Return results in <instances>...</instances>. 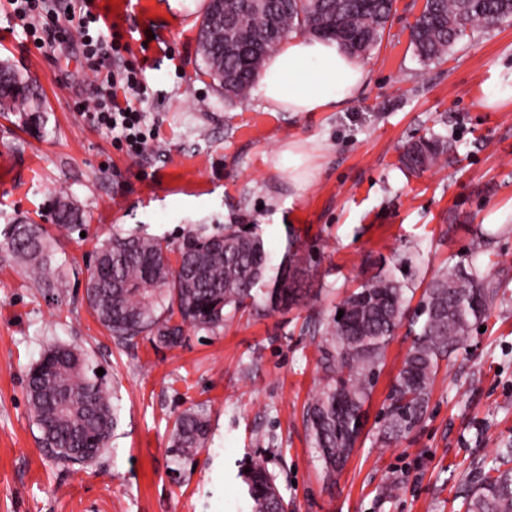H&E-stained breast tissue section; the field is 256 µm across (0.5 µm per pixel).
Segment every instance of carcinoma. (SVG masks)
<instances>
[{
	"instance_id": "1",
	"label": "carcinoma",
	"mask_w": 512,
	"mask_h": 512,
	"mask_svg": "<svg viewBox=\"0 0 512 512\" xmlns=\"http://www.w3.org/2000/svg\"><path fill=\"white\" fill-rule=\"evenodd\" d=\"M395 0H272L266 14L242 12L232 0L228 11L242 13V22L260 43L258 51L240 58L224 48V27L214 21L215 0H208L197 44L206 72L224 90L240 99L249 91L268 55L293 30L332 39L355 57L383 41L395 14ZM512 21V0H426L409 26L410 41L425 65L442 62L475 28ZM37 97L32 84L12 65L0 63V112H14L27 126L40 129L43 118L33 112ZM452 151L448 137L431 133L409 143L401 157L409 172L425 169ZM55 227L68 234L85 230L83 215L67 193L49 199ZM0 251L22 266L34 287L46 289L65 273L53 264L54 238L43 224L29 220L0 230ZM297 253L287 249L276 266L262 236L252 226L199 224L174 243L165 237L131 232L113 236L93 252L92 270L84 284L85 301L97 321L119 345L147 339L160 348L181 345L185 327L214 332L230 314L248 306L278 310L300 294ZM408 288L392 272L371 277L340 303L341 318L314 321L324 336L319 366L324 385L308 404L305 426L325 475L336 476L349 458L363 427L377 370L386 348L405 319ZM498 290L475 267L453 266L433 277L413 323L420 325L400 373L388 395L382 438L398 441L422 420L440 362L456 352L473 327L492 309ZM31 418L38 442L57 463L92 465L108 450L118 426L115 392L96 374L87 353L70 345L44 350L25 379ZM209 420L191 407L174 421L170 453L191 460L205 447ZM241 473L250 512H287L276 476L265 462L250 460ZM459 512H512V445L469 482L460 495Z\"/></svg>"
}]
</instances>
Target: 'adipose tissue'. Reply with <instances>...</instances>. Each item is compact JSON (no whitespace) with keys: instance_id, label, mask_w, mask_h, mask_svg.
<instances>
[{"instance_id":"adipose-tissue-1","label":"adipose tissue","mask_w":512,"mask_h":512,"mask_svg":"<svg viewBox=\"0 0 512 512\" xmlns=\"http://www.w3.org/2000/svg\"><path fill=\"white\" fill-rule=\"evenodd\" d=\"M367 77L335 41L293 36L268 60L260 93L272 112H324L346 101Z\"/></svg>"}]
</instances>
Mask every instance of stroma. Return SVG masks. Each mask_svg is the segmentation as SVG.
<instances>
[{
    "mask_svg": "<svg viewBox=\"0 0 512 512\" xmlns=\"http://www.w3.org/2000/svg\"><path fill=\"white\" fill-rule=\"evenodd\" d=\"M91 10L122 45L112 72L136 71L155 139L142 155L78 112L97 85L82 53L36 49L0 0V62L44 97L46 132L0 118V227L23 217L50 224L64 188L82 208L85 236L57 233L67 276L59 300L0 262V512H244L239 472L266 460L288 512H458L461 485L512 441V24L476 30L446 62L422 65L409 26L422 0H396L380 46L361 58L365 85L326 112H269L258 88L226 100L204 72L196 36L205 0H69ZM501 96L489 101V89ZM435 131L454 154L417 174L401 169L408 141ZM306 162L288 166L289 144ZM196 224L258 225L273 260L287 244L303 259V298L263 316L231 315L224 329H186L173 349L117 345L84 299L88 260L115 232L180 239ZM490 251H474L478 237ZM478 268L506 288L464 348L442 363L424 420L406 438H381L383 408L411 346L390 341L366 425L344 469L326 478L304 409L321 388L320 335L347 293L394 271L417 309L445 266ZM84 349L114 388L119 424L95 464L53 463L37 443L24 378L44 348ZM202 407L211 424L191 463L169 451L176 414ZM399 494H388L390 484Z\"/></svg>",
    "mask_w": 512,
    "mask_h": 512,
    "instance_id": "obj_1",
    "label": "stroma"
}]
</instances>
